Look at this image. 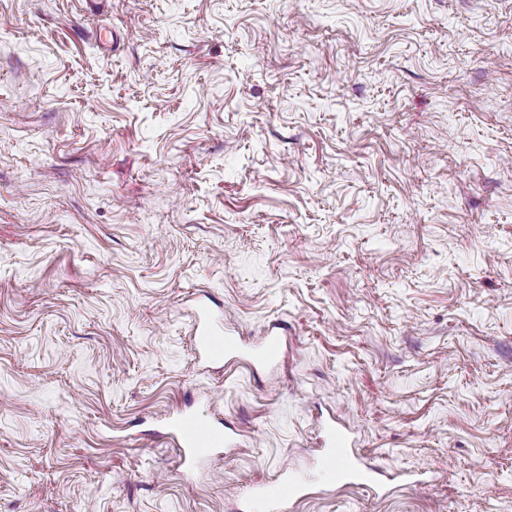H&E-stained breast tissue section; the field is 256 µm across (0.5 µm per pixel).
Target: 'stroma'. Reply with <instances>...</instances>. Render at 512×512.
Listing matches in <instances>:
<instances>
[{
	"label": "stroma",
	"instance_id": "obj_1",
	"mask_svg": "<svg viewBox=\"0 0 512 512\" xmlns=\"http://www.w3.org/2000/svg\"><path fill=\"white\" fill-rule=\"evenodd\" d=\"M202 303L277 370L197 361ZM182 409L241 433L193 477ZM287 467L283 512H512V0H0V512ZM282 348L283 336L279 333H269L246 350L248 362L251 365H274L280 359ZM353 446V441L346 430L332 425L327 427L318 469L336 487H365L372 484L375 479V468L362 464Z\"/></svg>",
	"mask_w": 512,
	"mask_h": 512
}]
</instances>
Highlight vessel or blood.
<instances>
[{
    "mask_svg": "<svg viewBox=\"0 0 512 512\" xmlns=\"http://www.w3.org/2000/svg\"><path fill=\"white\" fill-rule=\"evenodd\" d=\"M193 342L195 349L208 357L235 360L244 357L250 364L261 366L276 364L283 348V338L278 333L267 334L251 347H243L238 337L220 334L204 307L195 314ZM172 429L183 451L182 466L187 470H198L216 449L232 444V436L224 424L201 421L192 413L179 414L172 422ZM322 447L318 468L330 483L339 487H365L373 483L375 468L362 464L346 430L328 426ZM304 488L301 478L289 471L280 479L253 486L249 492L250 502L255 512H281L283 505L300 497Z\"/></svg>",
    "mask_w": 512,
    "mask_h": 512,
    "instance_id": "vessel-or-blood-1",
    "label": "vessel or blood"
}]
</instances>
